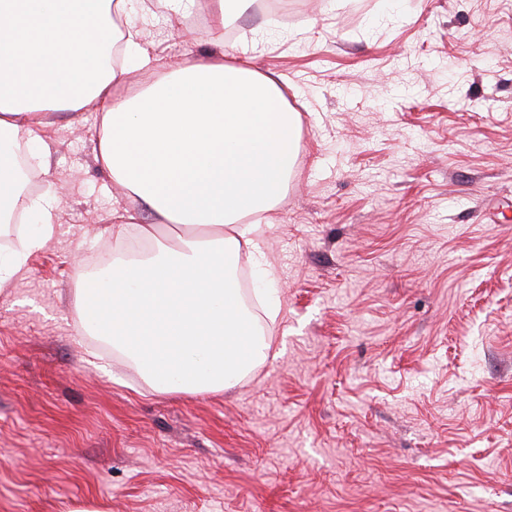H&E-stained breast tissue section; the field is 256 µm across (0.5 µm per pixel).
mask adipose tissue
Wrapping results in <instances>:
<instances>
[{"mask_svg":"<svg viewBox=\"0 0 512 512\" xmlns=\"http://www.w3.org/2000/svg\"><path fill=\"white\" fill-rule=\"evenodd\" d=\"M123 0H0V222L20 207V178L4 143L38 138L53 113L94 104L96 159L153 223L113 211L112 233L136 231L154 252L121 261L78 295L98 301L79 332L118 345L161 392L235 386L268 344L245 312L231 274L258 254L263 225L288 188L298 113L278 83L248 63L196 58L141 94L121 98L123 70L108 63ZM158 224L189 232L170 247Z\"/></svg>","mask_w":512,"mask_h":512,"instance_id":"obj_1","label":"adipose tissue"}]
</instances>
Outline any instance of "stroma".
<instances>
[{
	"label": "stroma",
	"mask_w": 512,
	"mask_h": 512,
	"mask_svg": "<svg viewBox=\"0 0 512 512\" xmlns=\"http://www.w3.org/2000/svg\"><path fill=\"white\" fill-rule=\"evenodd\" d=\"M242 0L200 56L287 79L298 151L248 312L267 359L229 390L156 391L77 331L80 284L128 206L98 112L36 160L53 236L0 285V512H512V0ZM129 0L154 59L186 58Z\"/></svg>",
	"instance_id": "obj_1"
}]
</instances>
